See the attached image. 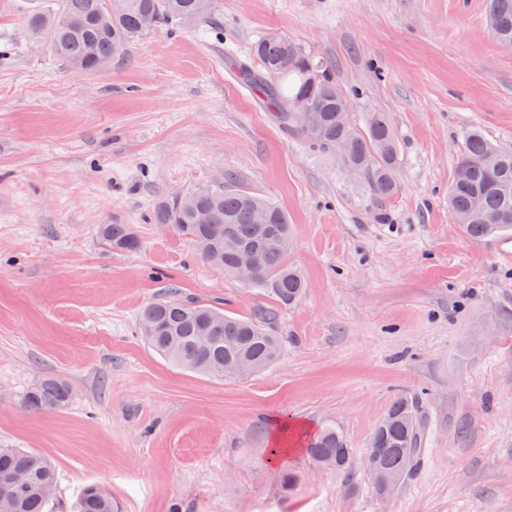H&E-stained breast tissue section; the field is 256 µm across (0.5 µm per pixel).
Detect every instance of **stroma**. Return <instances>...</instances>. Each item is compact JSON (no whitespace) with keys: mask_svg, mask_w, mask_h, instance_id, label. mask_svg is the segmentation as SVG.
<instances>
[{"mask_svg":"<svg viewBox=\"0 0 512 512\" xmlns=\"http://www.w3.org/2000/svg\"><path fill=\"white\" fill-rule=\"evenodd\" d=\"M35 5L0 0V448L52 458L53 512L93 484L119 512H512V260L448 213L465 132L512 147V49L486 0H219V31H154L96 73L28 31ZM272 33L359 90L357 127L386 113L392 199L375 203L225 69ZM229 174L287 211L307 288L277 313L279 362L215 380L157 354L138 317L174 295L238 316L270 305L148 221L158 197ZM101 224L131 225L138 247L105 244ZM47 375L70 383L69 406L24 410ZM400 395L420 403L424 453L381 499L363 454ZM277 416L336 427L351 473L316 470L290 433L298 482L284 489Z\"/></svg>","mask_w":512,"mask_h":512,"instance_id":"1","label":"stroma"}]
</instances>
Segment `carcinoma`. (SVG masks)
Masks as SVG:
<instances>
[{"instance_id":"cac0c4a2","label":"carcinoma","mask_w":512,"mask_h":512,"mask_svg":"<svg viewBox=\"0 0 512 512\" xmlns=\"http://www.w3.org/2000/svg\"><path fill=\"white\" fill-rule=\"evenodd\" d=\"M217 11V0H124L117 12L110 0H60L56 8L48 5L29 12L26 25L46 35L53 53L69 68L94 73L158 28L185 23L207 27ZM486 20L491 34L511 47L512 0H486ZM252 57L257 68L242 67L240 77L288 133L314 149L338 152L345 169L366 181L374 201L385 202L398 192L399 147L385 113H369L365 129H356L349 118L352 101L328 65L287 35L260 39ZM298 98L307 100L309 111H287ZM307 125L317 129V140L308 137ZM491 154L498 157L493 168L486 165ZM259 211L267 216L264 224L255 223ZM202 212L209 216L206 224L198 223ZM448 212L474 239L511 233L512 149L497 147L478 129H471L456 164ZM149 220L190 239L202 261L231 277L236 276L242 251L254 252L258 263L249 285L269 293L274 306L237 317L197 301L159 300L146 305L139 316L146 342L181 369L219 380L253 375L275 364L281 341L270 333L268 324L275 307L295 304L306 288L302 273L288 262L292 238L288 213L227 176L179 196L159 198ZM98 233L116 249L138 246L127 224H101ZM71 397L65 380L47 376L27 392L23 406L32 412L63 409ZM369 447L376 452L377 470L368 472V479L377 496H387L390 491L378 483L377 473L397 472L409 478L423 453L417 402L407 396L394 400L376 425ZM306 451L313 462L338 473L347 475L352 469L353 449L333 427L314 435ZM54 489L55 468L48 457L22 448H0V512H49ZM115 509L110 493L88 486L73 512Z\"/></svg>"}]
</instances>
